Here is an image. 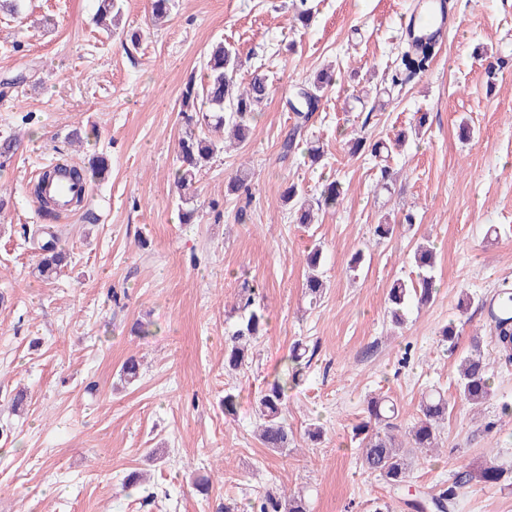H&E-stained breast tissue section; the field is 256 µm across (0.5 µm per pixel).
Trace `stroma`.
<instances>
[{"label":"stroma","instance_id":"obj_1","mask_svg":"<svg viewBox=\"0 0 512 512\" xmlns=\"http://www.w3.org/2000/svg\"><path fill=\"white\" fill-rule=\"evenodd\" d=\"M415 2L179 0L155 25L149 0H123L109 32L93 22L98 0H24L22 15L0 12V140L22 141L0 165V512H251L269 489L303 494L310 512H369L378 498L411 512L362 469L353 427L374 396L394 400L404 429L423 392L454 394L476 335L492 395L476 409L455 405L439 451L413 459L411 485L436 495L461 466L489 460L512 472V417L502 412L512 405V363L500 358L483 306L512 282V0H453L457 26L428 69L394 86L406 46L399 19ZM219 40L244 63L239 81L265 75L269 98L249 140L202 171L185 224L171 181L178 97ZM327 64L336 81L281 156L295 121L288 101ZM417 112L428 121L392 154L395 178L381 189L374 160L350 155L347 142L392 138ZM463 120L474 130L467 141ZM77 127L90 132L80 144L70 137ZM314 141L325 152L317 168L306 156ZM95 155L108 161L105 180L92 184L84 211L57 223L71 262L41 280L29 237L47 218L30 182L49 165ZM243 166L253 173L247 200L227 192ZM334 178L347 194L318 223H296L279 204L288 183L313 196ZM386 216L396 226L380 240L374 228ZM426 240L438 291L398 329L388 291L395 279L417 280L412 253ZM316 245L326 288L313 305L304 255ZM359 249L371 261L353 273ZM246 282L266 331L252 362L230 374L224 341ZM116 289L125 293L117 305ZM465 295L475 303L464 310ZM136 321L148 335H131ZM450 324L459 333L452 354L440 342ZM298 340L316 355L288 391L292 436L274 452L256 436L255 400L284 376ZM132 355L143 376L125 386L119 370ZM19 388L28 404L16 413ZM228 391L239 402L233 418L222 408ZM134 469L144 485L124 487ZM452 512H512V487L466 485Z\"/></svg>","mask_w":512,"mask_h":512}]
</instances>
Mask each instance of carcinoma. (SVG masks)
<instances>
[{"label":"carcinoma","mask_w":512,"mask_h":512,"mask_svg":"<svg viewBox=\"0 0 512 512\" xmlns=\"http://www.w3.org/2000/svg\"><path fill=\"white\" fill-rule=\"evenodd\" d=\"M176 6V0H150L151 19L160 22ZM99 22L104 28L116 24L120 16L119 0H100ZM241 60L236 51L217 41L211 45L203 64V76L196 80L189 78L180 93L179 117L184 135L179 139V165L173 172V184L182 202H187V194L193 190L197 177L217 154L224 151V138L212 137L201 128L217 132L229 129L232 137L243 142L249 128L247 121L254 119L257 110L268 96V85L264 76L252 75L245 85L237 83L236 75ZM331 82L328 71L321 70L314 81L300 89L296 102L290 103L296 112V123L284 133L281 150L287 157L296 138L310 121L325 89ZM108 173L104 161L88 167H72V175L85 182L100 181ZM252 173L241 168L230 181L231 191L249 193ZM346 190L343 184L333 180L324 184L319 196L310 199L304 190L295 184L288 186L281 196L283 206L295 211L301 224H310L314 219V209L336 207ZM40 259L37 271L49 279L57 276L67 265V255L59 246L58 231L51 224H44L35 230ZM311 269L305 282V290L310 300H318L322 295L323 282L317 271L322 263V250L316 246L309 249L305 258ZM414 266L419 270L416 283L397 279L393 282L389 299L394 305L392 318L397 324L404 323V310L411 306L422 308L433 298L435 285L430 272L435 265L433 250L419 245L412 256ZM242 314L235 329L228 334L224 351V368L237 372L249 360V347L263 336L266 324L264 311L253 306V298L243 299ZM489 315L493 322V339L505 361L512 360V284H503L489 303ZM480 341L473 340L469 355L460 361L456 383V397L470 405H479L491 395L487 376V366L480 347ZM141 364L128 358L121 366V380L131 384L139 380ZM288 397V380H275L271 386L260 391L256 398V414L260 420L259 437L264 447L272 451L288 448V427L285 410ZM454 403L445 396L431 393L424 397L416 419L405 431L406 443L396 442L393 431L397 429L399 415L394 404L382 397L370 399L367 405V419L354 427L361 437L362 467L380 477L392 490H400L410 482L412 452H428L438 447L441 438V425L444 423ZM505 476V471L492 462L478 469L468 468L460 473L455 482L439 495L425 492L410 503L416 512L434 509L436 512H450L457 490L473 481L484 484H497ZM257 512H308L306 500L300 495L267 494L258 499Z\"/></svg>","instance_id":"1"}]
</instances>
